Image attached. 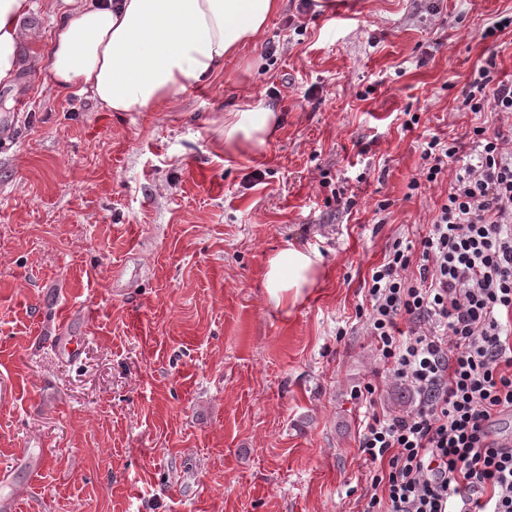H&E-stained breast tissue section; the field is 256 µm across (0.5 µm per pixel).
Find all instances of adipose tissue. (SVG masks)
<instances>
[{
    "instance_id": "1",
    "label": "adipose tissue",
    "mask_w": 512,
    "mask_h": 512,
    "mask_svg": "<svg viewBox=\"0 0 512 512\" xmlns=\"http://www.w3.org/2000/svg\"><path fill=\"white\" fill-rule=\"evenodd\" d=\"M43 38L35 0H0V86L14 85L24 48L45 40L44 79L87 92L109 112H160L171 96L202 84L263 38L282 0H63ZM280 124L258 100L224 119V153L260 152ZM318 260L287 250L267 261L275 306L313 284Z\"/></svg>"
}]
</instances>
